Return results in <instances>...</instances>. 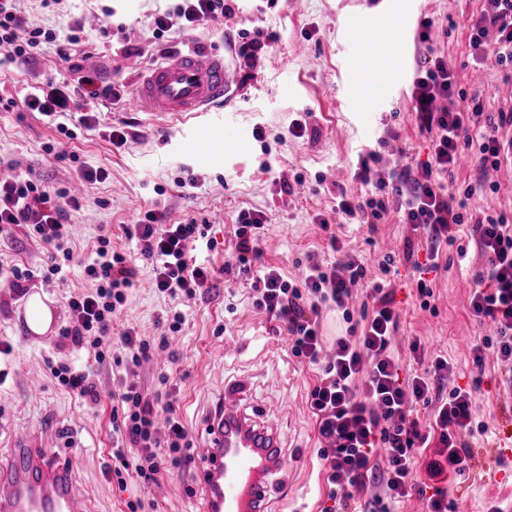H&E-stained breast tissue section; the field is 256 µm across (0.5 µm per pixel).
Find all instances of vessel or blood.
I'll use <instances>...</instances> for the list:
<instances>
[{
  "instance_id": "obj_1",
  "label": "vessel or blood",
  "mask_w": 512,
  "mask_h": 512,
  "mask_svg": "<svg viewBox=\"0 0 512 512\" xmlns=\"http://www.w3.org/2000/svg\"><path fill=\"white\" fill-rule=\"evenodd\" d=\"M235 82L223 52L191 48L152 67L131 85L130 97L149 118L169 126L227 101ZM208 431L197 457L204 512H267L284 468L273 453L280 445L276 422L248 415L234 386L219 395ZM70 471L40 439L17 433L9 461L0 464V512H87Z\"/></svg>"
}]
</instances>
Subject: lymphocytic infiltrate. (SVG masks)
Instances as JSON below:
<instances>
[{"label":"lymphocytic infiltrate","mask_w":512,"mask_h":512,"mask_svg":"<svg viewBox=\"0 0 512 512\" xmlns=\"http://www.w3.org/2000/svg\"><path fill=\"white\" fill-rule=\"evenodd\" d=\"M16 2L0 0V62L28 63L46 44L55 45L62 62H71L84 28L82 17L71 18L65 31L46 29L31 24ZM230 13L225 0H177L172 9L154 17L153 37L160 42L172 29L192 31ZM469 46L476 62L492 56L498 65H512V0H485L470 24ZM78 92L111 101L117 98L111 83L93 70L83 72L73 83L64 80L34 87L23 104L55 122L58 132L71 139L75 127L91 129L98 122L89 112L73 115L72 97ZM412 102L418 127L428 136V162L390 186L372 166L376 153L361 157L356 176L371 192L359 200L339 195L336 212L373 232L389 211H396L402 223L423 231L433 265L448 246L466 255L457 232L462 224H471L485 264L475 276L469 312L476 322L489 320L496 326L495 335L474 345L473 363L483 366L490 352L512 371V218L491 206L475 212L468 207L474 194L491 199L498 196L501 185L483 180L460 192L448 187V176L463 146L473 150L481 171L512 166V111H485L479 98L457 91L452 67L439 56L417 62ZM79 206L67 188L50 187L28 174L12 175L0 181V233L21 226L28 236L51 246L47 274L56 276L73 259L69 212ZM314 221L328 231L334 261L308 258L296 281L284 278L276 267L257 266L258 231L265 218L244 211L234 231L235 251L225 259L223 271L257 275L261 287L254 306L284 325L293 357L322 367L308 395L330 501L322 512H349L355 489L369 482L380 486L385 496L378 512H388L389 503L401 502L414 488L417 468H424L433 481L451 473L474 472V447L481 444L487 428L472 417L469 391H441L439 383L450 369L444 355H429L423 372L407 383L398 381L399 359L391 345L400 316L384 276L397 260H412L413 246H406L399 257L384 255L380 277L371 280L364 261L330 233L328 219L319 214ZM124 233L139 243L141 255L151 261L155 291L172 301L195 298L213 275L211 267L186 250L190 240L209 249L214 246L198 224H165L149 210L136 223L126 225ZM82 272L90 286L69 296V319L59 330L57 346L84 351L92 363L76 368L50 359L46 368L58 386L93 406L101 400L103 370L115 367L131 373L151 361L167 350L168 336L181 330L184 316L176 309L168 311L162 319L165 331L157 336L141 335L133 326L113 334L112 321L126 305L138 267L113 249L109 235H98ZM360 283L366 288V300L357 308L351 302L352 288ZM330 307L341 312L347 329L328 346L319 316ZM327 347L332 354L325 361L321 354ZM111 397L116 441L112 463L105 470L107 478L121 488L131 480L156 484L173 470L192 465L193 437L177 413V388L166 374H159L153 385L122 382ZM413 402L433 406L429 427H421L413 418L409 409Z\"/></svg>","instance_id":"1"}]
</instances>
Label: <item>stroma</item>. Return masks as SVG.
I'll list each match as a JSON object with an SVG mask.
<instances>
[{
	"label": "stroma",
	"mask_w": 512,
	"mask_h": 512,
	"mask_svg": "<svg viewBox=\"0 0 512 512\" xmlns=\"http://www.w3.org/2000/svg\"><path fill=\"white\" fill-rule=\"evenodd\" d=\"M170 5L171 0L18 2L37 26H65L73 13L90 18L74 61L80 64L92 56L105 77L120 87L130 86L160 61L150 22ZM483 5V0H233L230 17L170 40L182 50L220 49L237 74L227 110L189 128L147 125L125 98L116 104L81 99L82 111L98 113L100 125L78 130L73 139L23 106L0 109V159L15 161L21 172L67 188L79 183L80 167L109 173L106 182L82 185L81 207L70 219L77 263L65 269L63 279H42L48 251L23 228L0 235V265L32 270L30 291L40 292L60 318L68 316L70 293L87 286L78 263L89 256L102 229H110L114 249L133 255L137 246L125 238L123 227L146 210L162 213L169 224L190 219L209 224L214 249L195 242L189 248L217 273L204 294L184 306L185 323L169 338L172 361L143 363L135 378L151 381L163 372L177 383L178 413L198 446L207 438L208 420L225 386L242 384L248 409L275 416L290 461L283 475L288 491L272 496L270 512H321L328 503L316 425L306 404L320 371L289 356L277 322L252 305V281L221 273L225 254L235 247L237 216L244 209L264 214L258 241L262 261L295 280L307 255L333 259L325 232L313 221L315 214H330L339 194H369V187L354 176L358 155L378 152L376 168L387 180L427 161L429 144L417 129L411 99V75L425 51L418 39L422 21H432L435 46L453 67L458 88L479 96L486 111L512 109V70L497 66L484 70L482 78L474 76L470 23ZM381 28L387 37L374 43L372 34ZM256 30L276 31L281 39L251 68L236 57L234 45L241 33ZM67 74L66 64L48 45L32 64L0 67V96L18 98L27 88L61 81ZM301 115L318 129L317 139L289 136L290 121ZM122 122L128 123L130 137L118 151L104 129ZM259 126L265 130L261 142L253 135ZM48 144L55 146L56 155L46 154ZM193 176L198 179L194 185L189 182ZM299 182L304 192L296 191ZM285 183L290 186L286 192L281 189ZM334 230L366 262L372 278L379 276L378 263L386 251L399 253L406 241H424L422 232L394 214L374 233L343 218ZM464 239L470 244L467 258L448 249L435 270L421 250L418 266L399 262L392 269L388 279L401 312L395 346L404 377L419 368L408 351L412 338H420L428 351L447 355L451 369L444 388L468 390L479 421L488 427L480 474L456 497L455 512H487L492 505L506 512L512 505V466H497L496 458L502 453L500 441L512 434L511 377L494 355H486L480 368L472 362L473 344L488 333L469 314L473 279L484 260L473 245L474 235ZM137 266L136 285L117 322L155 336L157 320L171 303L152 287L151 264L141 260ZM419 274L433 286L435 311L419 306L412 288ZM22 306L9 283H0V341L12 346L10 353L0 354V459L7 457L14 432L33 430L70 460L75 484L92 512H127L126 500L136 497L154 501L153 512H202L194 469L174 471L151 486L132 482L123 491L105 480L103 467L112 452L113 376L102 373L103 396L93 408L56 385L46 369L48 358L82 365L86 356L57 350L52 335L28 338L19 317ZM229 341L236 347L227 352L223 346Z\"/></svg>",
	"instance_id": "35a3bbf8"
}]
</instances>
